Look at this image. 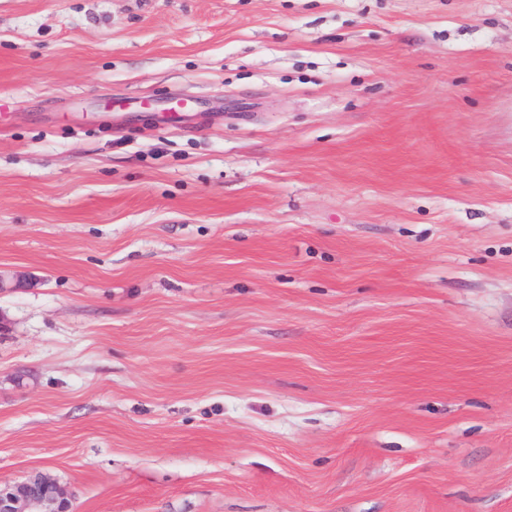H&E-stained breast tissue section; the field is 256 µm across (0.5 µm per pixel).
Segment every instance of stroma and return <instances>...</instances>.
<instances>
[{
    "label": "stroma",
    "instance_id": "stroma-1",
    "mask_svg": "<svg viewBox=\"0 0 512 512\" xmlns=\"http://www.w3.org/2000/svg\"><path fill=\"white\" fill-rule=\"evenodd\" d=\"M0 322L75 512H512V0H0Z\"/></svg>",
    "mask_w": 512,
    "mask_h": 512
}]
</instances>
